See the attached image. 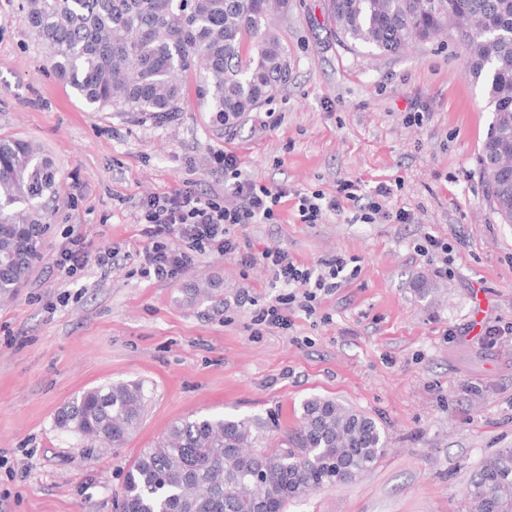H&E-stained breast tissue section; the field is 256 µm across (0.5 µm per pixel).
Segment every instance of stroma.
<instances>
[{"label":"stroma","instance_id":"1","mask_svg":"<svg viewBox=\"0 0 512 512\" xmlns=\"http://www.w3.org/2000/svg\"><path fill=\"white\" fill-rule=\"evenodd\" d=\"M20 3L0 0V136L40 143L58 175L42 255L0 302V512H113L131 462L174 421L255 417L274 445L314 396L374 419L387 451L288 512H469L471 475L512 448V334L491 345L471 324L479 301L485 323H512V224L487 198L479 152L493 114L461 48L440 36L371 55L337 41L327 0H288L273 31L289 77L269 102L217 127L189 76L180 112L157 123L87 107L51 71ZM224 149L244 175L288 188L278 223L231 227L250 263L206 251L174 279L144 277L139 201L187 183L223 197L211 157ZM394 179L388 206L410 212L405 224L352 223L349 204L303 224L291 197ZM78 233L116 248L109 275L54 268ZM428 236L454 248V276L436 277L415 252ZM266 251L308 265L350 257L360 272L318 315L259 329L254 305L283 293ZM199 280L213 298L184 304ZM122 380L149 391L123 447L56 428L75 394Z\"/></svg>","mask_w":512,"mask_h":512}]
</instances>
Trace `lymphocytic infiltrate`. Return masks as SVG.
<instances>
[{"label":"lymphocytic infiltrate","instance_id":"obj_1","mask_svg":"<svg viewBox=\"0 0 512 512\" xmlns=\"http://www.w3.org/2000/svg\"><path fill=\"white\" fill-rule=\"evenodd\" d=\"M213 159L217 170L224 174L226 198H205L186 188L151 196L139 204L137 221L143 224V234L147 238L145 276L158 281L173 279L191 262L193 253L205 248L221 255L239 253L236 242L227 234L228 227L278 223L281 200L288 196L294 197L299 220L304 224L319 223L324 215L341 211L347 201L358 205L352 217L356 223L404 224L409 220L406 210L393 211L386 207V200L395 194L389 181L378 182L372 191V201L365 205L361 202L359 185L351 181L340 183L332 196L319 191L291 195L285 188L271 187L243 177L240 160L232 152H216ZM172 236L181 238L184 248H168L165 240ZM239 255L241 263L247 264L252 260L249 254ZM116 257V252L108 245L89 251L82 236L78 235L70 239L53 264L69 275L76 274L90 263L108 274L116 263ZM264 258L275 282L289 290L288 295L256 309L254 324L268 328L289 329V313L295 309L309 317L316 315L322 295L333 294L343 283L358 275L357 269L351 268L349 259L341 256L319 268L298 262L280 251L265 252Z\"/></svg>","mask_w":512,"mask_h":512}]
</instances>
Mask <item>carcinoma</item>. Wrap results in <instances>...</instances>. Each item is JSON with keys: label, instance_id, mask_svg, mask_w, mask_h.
<instances>
[{"label": "carcinoma", "instance_id": "obj_1", "mask_svg": "<svg viewBox=\"0 0 512 512\" xmlns=\"http://www.w3.org/2000/svg\"><path fill=\"white\" fill-rule=\"evenodd\" d=\"M288 0H22L21 22L57 78L96 110L172 119L181 76L217 127L237 123L288 80L271 16ZM343 45L393 54L446 31L483 86L493 121L479 156L487 196L512 224V162L497 173L503 138L512 149V0H329ZM53 161L37 145L0 139V297L15 294L41 254ZM148 401L140 380L109 382L72 398L56 427L124 445ZM253 419L203 415L171 424L130 464L118 512H286L288 503L353 480L387 447L376 423L334 399L312 397L284 448L253 449ZM470 512H512V452L488 457L473 475Z\"/></svg>", "mask_w": 512, "mask_h": 512}]
</instances>
